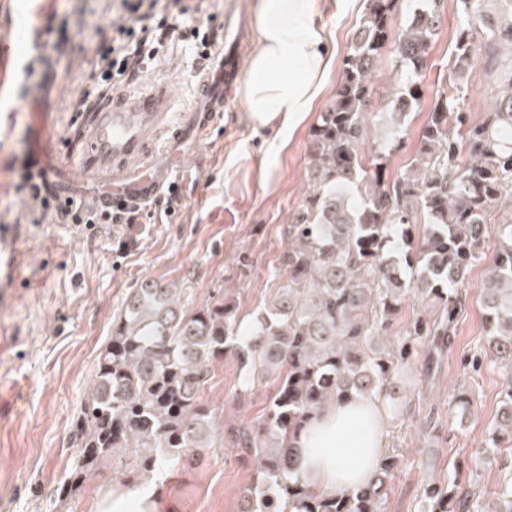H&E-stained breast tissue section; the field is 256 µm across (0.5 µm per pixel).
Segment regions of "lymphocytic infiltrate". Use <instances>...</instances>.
<instances>
[{
  "mask_svg": "<svg viewBox=\"0 0 512 512\" xmlns=\"http://www.w3.org/2000/svg\"><path fill=\"white\" fill-rule=\"evenodd\" d=\"M117 16L94 46L90 70L75 99L76 109L87 107L92 96L131 83L148 63L158 57L167 42L186 43L198 59H207L219 42L215 13L189 0H116ZM22 185L40 207L41 217L54 216L73 224H133L136 210L100 213L74 200L65 207L50 203L34 185L29 172H22Z\"/></svg>",
  "mask_w": 512,
  "mask_h": 512,
  "instance_id": "1",
  "label": "lymphocytic infiltrate"
}]
</instances>
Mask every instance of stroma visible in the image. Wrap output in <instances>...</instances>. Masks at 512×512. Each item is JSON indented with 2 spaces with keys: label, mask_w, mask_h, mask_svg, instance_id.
<instances>
[{
  "label": "stroma",
  "mask_w": 512,
  "mask_h": 512,
  "mask_svg": "<svg viewBox=\"0 0 512 512\" xmlns=\"http://www.w3.org/2000/svg\"><path fill=\"white\" fill-rule=\"evenodd\" d=\"M111 19L112 0H0V260L17 265L13 281L0 288V512H94L98 495L129 486V478L107 467L77 494L66 492L79 453L74 422L129 289L150 277L176 284L199 303L221 286L236 299L239 318L251 321L277 289L283 230L305 195L310 123L296 129L279 154L267 155L261 131L234 95L193 151L181 154L175 144L158 142L159 154L182 156L174 214L146 209L134 224L38 221L20 178L30 137L25 69L45 70L37 61L39 33L67 28L68 53L56 63L58 76L47 81L39 106L50 115L46 134L58 149L53 163H68L92 118L72 111L71 100L89 69L94 29ZM456 24L455 2L444 0L443 24L423 70L426 95L446 85ZM199 68L193 52L174 43L130 89L166 87L176 125L194 100ZM494 254L486 244L470 270L455 342L439 373L427 378L413 367L401 412L386 421L385 448L398 465L385 512H420L424 488L447 481L454 470L474 512H493L498 503L504 472L486 461L484 450L500 407L502 368L466 363L485 339L482 284ZM214 371L204 396L225 402L226 420L263 413L262 392L245 410L229 406L239 376L233 358ZM253 470L228 447L166 472L152 484L158 510L239 512Z\"/></svg>",
  "instance_id": "1"
}]
</instances>
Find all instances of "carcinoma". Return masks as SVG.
<instances>
[{
  "label": "carcinoma",
  "instance_id": "cac0c4a2",
  "mask_svg": "<svg viewBox=\"0 0 512 512\" xmlns=\"http://www.w3.org/2000/svg\"><path fill=\"white\" fill-rule=\"evenodd\" d=\"M425 2L396 27L399 0H366L336 92L309 130L306 195L278 256L284 278L254 311L247 341L222 288L197 306L154 278L128 293L75 421L80 456L68 492L106 462L147 481L227 443L254 462L241 495L253 512H384L395 456L356 491L318 496L298 463L299 437L335 401L398 411L396 393L418 356L429 372L448 349L469 271L491 236L486 344L471 364H507L490 449L512 447V0H455L448 87L427 103L410 168L389 180L388 161L404 147L405 106L422 102V72L443 22V0ZM385 52L392 107L378 135L368 110ZM478 67L495 93L474 121L464 99ZM412 296L432 302L434 314L383 341ZM228 354L240 372L233 405H251L263 386L272 392L261 418L226 429L224 407L204 390ZM457 487L451 476L428 486L423 512H464Z\"/></svg>",
  "mask_w": 512,
  "mask_h": 512
}]
</instances>
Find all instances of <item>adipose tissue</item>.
I'll use <instances>...</instances> for the list:
<instances>
[{
    "label": "adipose tissue",
    "instance_id": "obj_1",
    "mask_svg": "<svg viewBox=\"0 0 512 512\" xmlns=\"http://www.w3.org/2000/svg\"><path fill=\"white\" fill-rule=\"evenodd\" d=\"M357 0H259L252 21L253 50L239 79L238 94L255 126L277 130L269 150L284 148L313 112L335 56L322 23L324 9L345 12ZM386 417L381 403L349 400L311 419L300 438V468L317 493L364 485L384 448ZM95 512H158L148 487L117 489L94 504Z\"/></svg>",
    "mask_w": 512,
    "mask_h": 512
}]
</instances>
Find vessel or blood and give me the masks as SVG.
Wrapping results in <instances>:
<instances>
[{"label":"vessel or blood","instance_id":"1","mask_svg":"<svg viewBox=\"0 0 512 512\" xmlns=\"http://www.w3.org/2000/svg\"><path fill=\"white\" fill-rule=\"evenodd\" d=\"M246 16L243 0H232L221 23L224 43L207 60L192 106L194 118L186 128L172 126L171 95L164 89L115 94L97 112L75 157L109 188L97 197L95 210L129 209L171 187L169 169L155 163L149 146L165 135L196 139L212 127L238 75L237 50Z\"/></svg>","mask_w":512,"mask_h":512}]
</instances>
